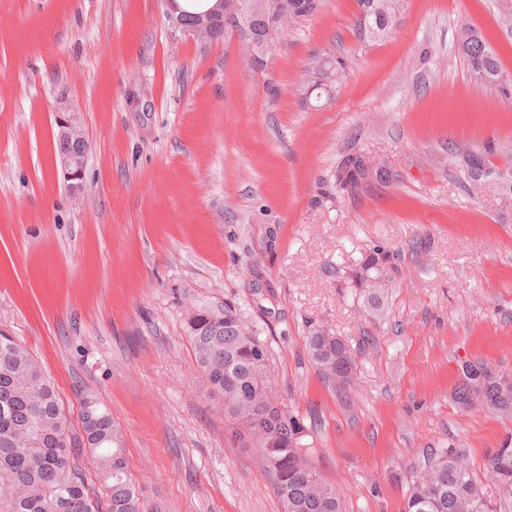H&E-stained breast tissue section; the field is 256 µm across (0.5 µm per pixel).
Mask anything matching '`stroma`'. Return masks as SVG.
<instances>
[{"mask_svg": "<svg viewBox=\"0 0 512 512\" xmlns=\"http://www.w3.org/2000/svg\"><path fill=\"white\" fill-rule=\"evenodd\" d=\"M358 10L323 0L258 65L245 30L197 41L163 0H0V333L54 385L98 502L89 398L119 425L146 512H281L190 346L192 310L228 301L260 328L275 395L346 512H403L446 448L500 502L485 461L512 419L452 394L461 361L512 374V100L474 77L458 31L512 77V23L494 0H404L366 42ZM315 55L347 67L308 99ZM61 112L89 141L76 190L55 155ZM352 155L386 178L339 184ZM470 155L488 171L478 188ZM377 250L390 260L372 315L351 276ZM318 326L357 349L348 393L308 358Z\"/></svg>", "mask_w": 512, "mask_h": 512, "instance_id": "1", "label": "stroma"}]
</instances>
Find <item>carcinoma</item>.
<instances>
[{
    "mask_svg": "<svg viewBox=\"0 0 512 512\" xmlns=\"http://www.w3.org/2000/svg\"><path fill=\"white\" fill-rule=\"evenodd\" d=\"M245 9H278L279 29L316 13L321 0H244ZM402 0H357L358 34L378 41L388 35ZM249 35L261 24L224 18ZM460 50L470 70L502 97L512 98V80L505 77L496 51L468 26L460 32ZM340 56L315 58L306 66L308 88L322 89L343 77ZM371 175L360 156L346 158L337 180L345 185ZM195 361L210 390L219 394L231 435L256 449L259 464L272 479L281 512H345L336 490L310 469L304 426L272 396V359L267 341L231 303L220 310L198 309L188 318ZM309 359L322 380L347 390L358 364L349 341L325 328L306 336ZM454 401L462 409L475 406L512 417V375L495 373L485 363L465 360ZM84 449L98 463L106 487L107 512H144L138 490L129 478L122 434L110 413L93 400L83 403ZM488 475L504 499L512 500V440L486 459ZM0 499L10 512H95L85 480L70 463V449L54 386L37 360L21 343L0 333ZM403 512H497L481 494L465 455L448 450L419 471L405 495Z\"/></svg>",
    "mask_w": 512,
    "mask_h": 512,
    "instance_id": "cac0c4a2",
    "label": "carcinoma"
}]
</instances>
